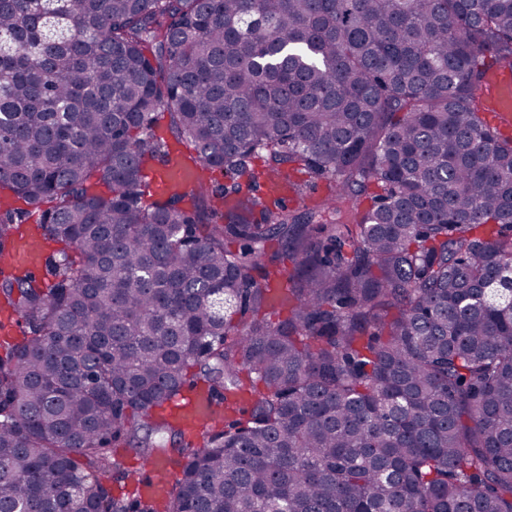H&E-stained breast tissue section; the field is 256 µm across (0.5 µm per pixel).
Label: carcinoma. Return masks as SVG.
Masks as SVG:
<instances>
[{"mask_svg":"<svg viewBox=\"0 0 512 512\" xmlns=\"http://www.w3.org/2000/svg\"><path fill=\"white\" fill-rule=\"evenodd\" d=\"M504 67L512 0H0V253L70 249L0 280V512H155L120 447L165 512H512ZM171 141L206 189L153 196ZM490 89L488 104L499 113L503 127L512 123V74L508 70L493 69L487 75ZM294 181L298 184L303 194L299 196L295 193V201L290 207H297L302 204L312 206L327 194L328 182L324 178L316 177L302 170V172L295 174ZM185 401L178 413L186 424L199 428L214 421L216 416L212 414L210 401L205 395L188 392ZM119 452L123 455L124 469L131 475L128 479H122L118 474H112V485L114 494L119 496L125 494L132 496L136 493L138 480L143 478L144 473L149 469L151 463L144 461L133 454L125 453L121 449ZM169 465L164 460H158L152 463L150 473L143 478L144 482L152 485L154 488L162 486L170 476Z\"/></svg>","mask_w":512,"mask_h":512,"instance_id":"carcinoma-1","label":"carcinoma"}]
</instances>
